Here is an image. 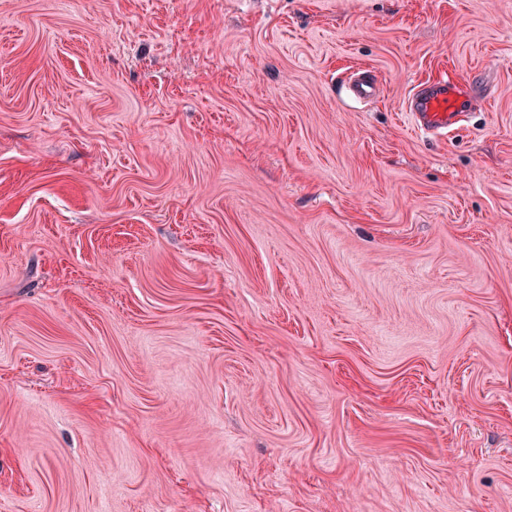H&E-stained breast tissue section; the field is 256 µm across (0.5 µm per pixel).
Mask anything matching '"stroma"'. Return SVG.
I'll list each match as a JSON object with an SVG mask.
<instances>
[{
    "label": "stroma",
    "instance_id": "obj_1",
    "mask_svg": "<svg viewBox=\"0 0 512 512\" xmlns=\"http://www.w3.org/2000/svg\"><path fill=\"white\" fill-rule=\"evenodd\" d=\"M0 512H512V0H0ZM457 87L448 79H442L419 88L408 104L417 127L428 132H444L460 122L465 102Z\"/></svg>",
    "mask_w": 512,
    "mask_h": 512
}]
</instances>
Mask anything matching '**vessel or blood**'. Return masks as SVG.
<instances>
[{
	"label": "vessel or blood",
	"instance_id": "obj_1",
	"mask_svg": "<svg viewBox=\"0 0 512 512\" xmlns=\"http://www.w3.org/2000/svg\"><path fill=\"white\" fill-rule=\"evenodd\" d=\"M417 127L428 132H444L457 125L465 104L456 85L442 79L421 86L408 104Z\"/></svg>",
	"mask_w": 512,
	"mask_h": 512
}]
</instances>
